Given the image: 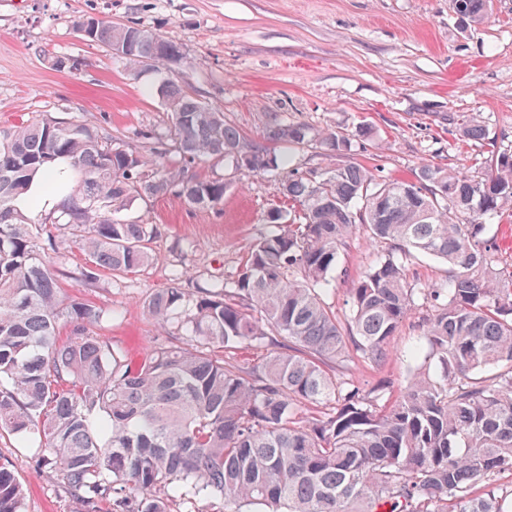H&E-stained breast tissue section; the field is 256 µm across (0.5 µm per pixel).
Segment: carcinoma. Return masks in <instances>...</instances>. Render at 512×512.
Here are the masks:
<instances>
[{"label": "carcinoma", "instance_id": "cac0c4a2", "mask_svg": "<svg viewBox=\"0 0 512 512\" xmlns=\"http://www.w3.org/2000/svg\"><path fill=\"white\" fill-rule=\"evenodd\" d=\"M491 0H453L457 18L482 23ZM93 41L129 43L140 69L162 46L137 23L99 20ZM162 99L184 165L230 160L244 174L274 173L287 211L250 246L237 275L190 290L182 276L144 307L172 336L137 364L94 335L101 315L64 302L59 269L36 250L35 231L69 227L88 259L76 280L93 285L152 261L150 222L115 218L136 198L172 195L192 208L224 205V179L201 180L79 121L34 117L0 130V433L36 440L37 464L59 473L84 512H172L199 495L256 512H512V270L481 233L491 215L512 218V148L481 159L480 176L425 164L411 179H378L357 162L305 176L271 147L246 138L224 113L165 80ZM462 136L483 141L471 116ZM278 142L351 151L350 134L272 119ZM58 202L49 213L42 200ZM391 246L349 289L336 317L323 286L355 228ZM448 265L446 280L415 288L405 265ZM432 303L424 336L435 362L378 405L337 373L357 355L379 366L417 305ZM69 334L59 340L61 321ZM288 342L252 366L224 356L269 337ZM497 372L486 380L475 375ZM23 489L0 464V512H22Z\"/></svg>", "mask_w": 512, "mask_h": 512}]
</instances>
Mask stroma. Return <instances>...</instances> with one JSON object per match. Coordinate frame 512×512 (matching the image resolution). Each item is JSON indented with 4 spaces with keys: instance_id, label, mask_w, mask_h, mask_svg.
I'll use <instances>...</instances> for the list:
<instances>
[{
    "instance_id": "1",
    "label": "stroma",
    "mask_w": 512,
    "mask_h": 512,
    "mask_svg": "<svg viewBox=\"0 0 512 512\" xmlns=\"http://www.w3.org/2000/svg\"><path fill=\"white\" fill-rule=\"evenodd\" d=\"M85 16L132 21L177 43L185 57L180 85L251 139L274 115L316 130H365L340 157L292 150L302 173L354 161L387 178H411L425 163L474 175L483 148L460 127L475 114L498 147H512V0H492L488 20L475 26L459 23L452 0H0V128L48 114L109 129L136 150L138 132L169 139L157 92L169 75L166 63L130 72L78 32ZM59 59L65 67H56ZM189 173L229 181L223 206L190 208L170 196L127 203L121 218L157 226L153 260L139 272L82 285L74 279L85 261L79 240L65 227L54 231L68 294L101 312L95 334L132 363L171 334L146 313L145 299L176 273L192 286L237 273L248 245L268 229L267 211L280 202L270 176L244 177L214 161L190 165ZM386 250L352 232L324 293L338 316L348 311L353 280ZM429 312L423 304L408 316L381 367L358 362L348 378L395 401L430 352L423 336ZM42 453L37 443L0 437V464L23 485L24 512H82L56 473L37 470Z\"/></svg>"
}]
</instances>
